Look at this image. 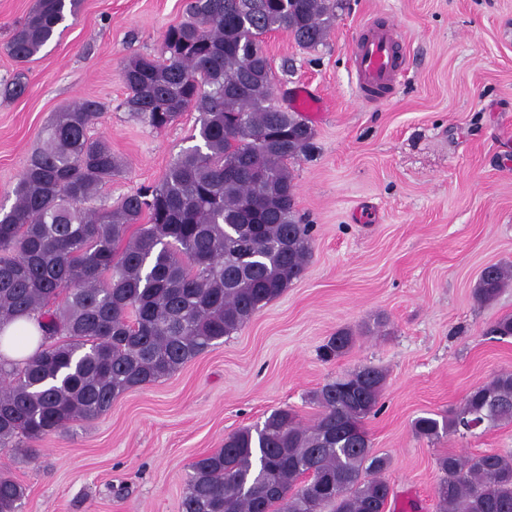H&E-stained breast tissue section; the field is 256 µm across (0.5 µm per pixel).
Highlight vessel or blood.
<instances>
[{"label": "vessel or blood", "instance_id": "1", "mask_svg": "<svg viewBox=\"0 0 512 512\" xmlns=\"http://www.w3.org/2000/svg\"><path fill=\"white\" fill-rule=\"evenodd\" d=\"M395 43L392 28L371 24L364 27L354 42L356 82L362 95L376 97L392 88L401 65Z\"/></svg>", "mask_w": 512, "mask_h": 512}]
</instances>
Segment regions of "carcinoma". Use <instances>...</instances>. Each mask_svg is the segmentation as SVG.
<instances>
[{
  "label": "carcinoma",
  "mask_w": 512,
  "mask_h": 512,
  "mask_svg": "<svg viewBox=\"0 0 512 512\" xmlns=\"http://www.w3.org/2000/svg\"><path fill=\"white\" fill-rule=\"evenodd\" d=\"M343 0H187L157 55L124 65L130 117L167 129L188 109L199 127L161 181L115 208H89L123 161L90 128L106 111L82 98L56 114L0 206V330L37 316L42 340L20 366L0 362V449L36 460V444L95 418L126 391L176 372L240 330L304 274L311 225L297 209L290 164L311 152L314 130L282 108L262 37L288 31L323 44ZM81 0H36L12 30L7 54L27 63ZM512 285L492 265L473 289L480 304ZM355 342L341 329L323 347L337 358ZM385 372L365 365L311 395L319 416L292 410L224 438L190 465L182 512H384L388 457L364 420L376 414ZM512 422V372L471 390L463 406L413 423L419 438ZM438 512H512V452L438 458ZM26 487L0 470V512H21Z\"/></svg>",
  "instance_id": "carcinoma-1"
}]
</instances>
